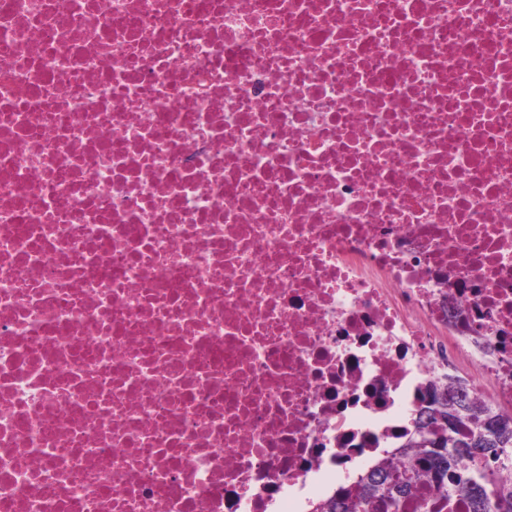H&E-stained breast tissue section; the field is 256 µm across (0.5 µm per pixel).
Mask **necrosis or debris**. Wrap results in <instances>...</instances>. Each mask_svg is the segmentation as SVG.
<instances>
[{"label": "necrosis or debris", "mask_w": 512, "mask_h": 512, "mask_svg": "<svg viewBox=\"0 0 512 512\" xmlns=\"http://www.w3.org/2000/svg\"><path fill=\"white\" fill-rule=\"evenodd\" d=\"M432 385L512 407V0H0V512H313Z\"/></svg>", "instance_id": "necrosis-or-debris-1"}]
</instances>
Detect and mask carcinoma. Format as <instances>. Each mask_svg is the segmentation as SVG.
<instances>
[{
  "label": "carcinoma",
  "mask_w": 512,
  "mask_h": 512,
  "mask_svg": "<svg viewBox=\"0 0 512 512\" xmlns=\"http://www.w3.org/2000/svg\"><path fill=\"white\" fill-rule=\"evenodd\" d=\"M425 418H415L404 432L408 441L401 444V463L394 470L377 467L367 477L342 488L320 512H401L414 483L424 474L441 486L453 512L455 496L465 493L472 512H512V484L495 477V470L512 466V413H503L472 401L457 403L445 396L438 408H424ZM454 422L448 431L445 451L434 455L427 447L425 430L437 417Z\"/></svg>",
  "instance_id": "cac0c4a2"
}]
</instances>
